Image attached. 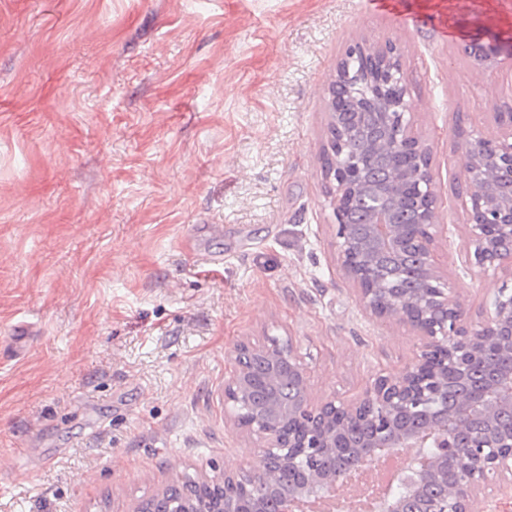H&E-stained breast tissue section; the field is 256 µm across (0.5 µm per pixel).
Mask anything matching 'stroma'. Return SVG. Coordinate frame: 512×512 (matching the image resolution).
<instances>
[{
  "label": "stroma",
  "instance_id": "stroma-1",
  "mask_svg": "<svg viewBox=\"0 0 512 512\" xmlns=\"http://www.w3.org/2000/svg\"><path fill=\"white\" fill-rule=\"evenodd\" d=\"M475 37L512 39V0H0V512H134L254 469L224 405L239 344L293 337L316 402L402 374L416 336L366 317L333 245L349 44L401 49L440 271L480 322L512 276L468 262L457 143L503 133L512 59L482 74Z\"/></svg>",
  "mask_w": 512,
  "mask_h": 512
}]
</instances>
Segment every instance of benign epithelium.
I'll return each mask as SVG.
<instances>
[{
	"label": "benign epithelium",
	"instance_id": "benign-epithelium-1",
	"mask_svg": "<svg viewBox=\"0 0 512 512\" xmlns=\"http://www.w3.org/2000/svg\"><path fill=\"white\" fill-rule=\"evenodd\" d=\"M504 49L512 58V40L504 45L477 39L468 47L477 65L488 70ZM356 57L370 58L375 74L350 68L349 61ZM400 57L394 42H356L337 63L329 83L355 109L372 93L389 130L383 147L392 154L408 156L414 165L397 172L393 189L375 196L367 239L354 237L345 224L346 204L364 192L362 159L345 157L348 131L342 114L331 106L326 146L331 166L323 168V175L330 186L341 269L367 313L414 330L418 343L412 360L398 377L378 376L356 401L332 399L315 404L308 392L307 368L292 337H272L258 346L239 344L235 368L224 382V404L231 409L235 423L256 437L264 467L259 474L243 470L226 475L222 482L198 478L199 485L216 492L220 512H267V498L274 495L268 474L276 467L297 470L304 476L302 484L277 504L279 512H294L304 502L348 491L349 472L322 469L318 461L350 447L348 436L355 427L371 429L355 465L371 462L389 450L413 449L410 474L404 478L407 496L417 497L430 475L444 481V492L421 512H474L481 491L512 476V424L506 429L497 426L501 412H512V291L502 288L490 297L478 327L462 323L453 288L438 265L443 229L436 224L430 148L411 131L412 103L406 99ZM497 120L506 128L501 136L486 139L473 131L458 143L463 178L470 184L465 200L468 249L474 264L485 271L512 267V195L491 196L484 190L492 167L512 179V113L499 112ZM382 243L423 257L421 285L411 295H402L388 280L387 272L371 260ZM493 351L507 361L499 380L462 395L455 409L448 411V379L466 381ZM247 353L273 362L288 356V381L296 393L288 412L269 416L248 410V377L242 364ZM404 416H423L427 427H401L399 420ZM473 418L485 420L488 431L461 447L457 430ZM451 459L467 460L468 468L448 473ZM259 482L266 488L264 497L255 493Z\"/></svg>",
	"mask_w": 512,
	"mask_h": 512
}]
</instances>
